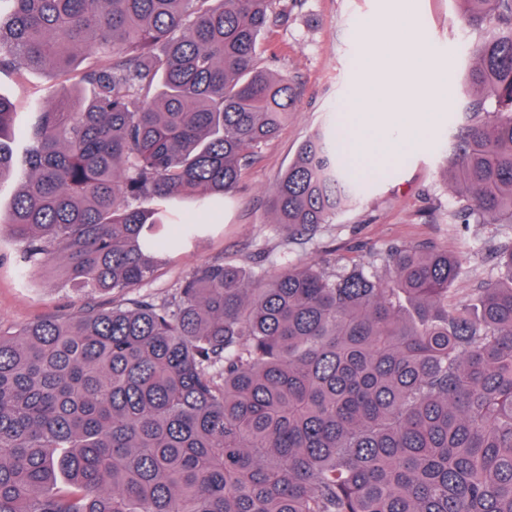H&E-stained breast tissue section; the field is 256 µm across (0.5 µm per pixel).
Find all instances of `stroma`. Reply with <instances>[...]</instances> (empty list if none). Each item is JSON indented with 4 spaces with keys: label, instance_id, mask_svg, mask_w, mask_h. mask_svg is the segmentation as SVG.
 <instances>
[{
    "label": "stroma",
    "instance_id": "1",
    "mask_svg": "<svg viewBox=\"0 0 512 512\" xmlns=\"http://www.w3.org/2000/svg\"><path fill=\"white\" fill-rule=\"evenodd\" d=\"M399 0H280L281 16L266 34L263 69L290 78L297 108L278 135L264 145L236 190L219 203L183 202L174 208L181 224L207 230L193 246L171 254L154 277L126 293L88 296L62 286L49 274L31 276L17 260V246L0 237V330L12 332L53 314L94 305L127 306L148 297L172 299L178 283L198 265L215 260L242 263L264 258L304 263L333 274L354 262L369 265L380 278L388 270L379 256L393 245L439 247L467 259V274L456 301L494 275L490 251L512 238L507 224H453L448 220V190L442 158L465 104L463 81L481 32L464 25L456 0H411L415 34L427 49L431 67L443 74L441 100L416 101L434 124L429 140L390 164L387 177L371 181L359 202L321 225L315 235L291 243L273 222V187L311 133L332 125L338 113L354 105L357 62L367 43L387 46L402 30L391 19ZM55 78L48 69L0 71V96L16 104L12 118L14 165H22L29 134L41 119L33 99Z\"/></svg>",
    "mask_w": 512,
    "mask_h": 512
}]
</instances>
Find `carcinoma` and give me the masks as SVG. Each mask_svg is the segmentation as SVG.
<instances>
[{
  "label": "carcinoma",
  "mask_w": 512,
  "mask_h": 512,
  "mask_svg": "<svg viewBox=\"0 0 512 512\" xmlns=\"http://www.w3.org/2000/svg\"><path fill=\"white\" fill-rule=\"evenodd\" d=\"M0 70L51 67L27 167L0 97V234L32 275L106 294L197 240L166 204L235 191L295 111L260 68L279 0H0ZM483 33L442 165L459 224H512V0H459ZM89 87L85 97L81 88ZM342 131L276 182L288 242L356 202ZM382 280L215 260L172 300L0 331V512H512V241L465 259L396 245Z\"/></svg>",
  "instance_id": "1"
}]
</instances>
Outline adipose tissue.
I'll return each instance as SVG.
<instances>
[{"instance_id": "1", "label": "adipose tissue", "mask_w": 512, "mask_h": 512, "mask_svg": "<svg viewBox=\"0 0 512 512\" xmlns=\"http://www.w3.org/2000/svg\"><path fill=\"white\" fill-rule=\"evenodd\" d=\"M395 23L405 33L392 48L398 64L388 67L380 48L370 46L361 58L355 96L360 102L348 120L347 143L358 160L382 166L420 145L431 128L426 113L410 108L419 98L445 93L441 75L427 63L421 44L410 37L411 16L399 11Z\"/></svg>"}]
</instances>
